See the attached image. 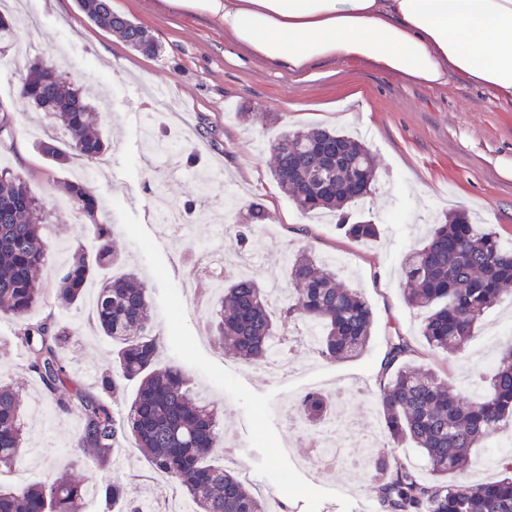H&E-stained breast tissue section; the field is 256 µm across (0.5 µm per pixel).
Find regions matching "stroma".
I'll use <instances>...</instances> for the list:
<instances>
[{
  "label": "stroma",
  "instance_id": "stroma-1",
  "mask_svg": "<svg viewBox=\"0 0 512 512\" xmlns=\"http://www.w3.org/2000/svg\"><path fill=\"white\" fill-rule=\"evenodd\" d=\"M112 8L148 29L162 53L150 57L130 50L116 34L90 23L76 0H0V12L15 20L31 14L39 19L22 28L23 49H10L15 66L0 69V104L13 117L10 128L0 132V168L22 177L52 215L50 241L87 248L92 240L74 209L58 208L57 202L65 197V181L90 170L116 250L151 288L154 332L162 344L159 365L183 366L199 390L211 392L221 446L238 450L244 461L240 476L269 500L272 512H380L376 500L366 496L362 470L341 464L324 474L298 466L310 438L285 424L282 406L324 389L342 393L352 418L378 422L387 338L396 330L417 338L421 321L400 286L408 248L426 236L430 223L463 205L512 246V111L463 79L430 87L368 62H320L310 80L299 82L235 44L208 15L174 9L166 0H112ZM42 54L66 61L84 97L97 104L110 140L99 160H73L62 173L37 153L36 143L42 135L66 142L65 132L50 127L44 116H31L30 105L18 96L20 69ZM243 105L252 118L239 116ZM273 112L279 120H270ZM317 124L359 134L374 157L376 188L362 206L364 218L380 227L374 240L355 242L335 222L303 214L271 176L270 141L283 131ZM214 160L222 161L231 181L210 185L207 195L198 196L194 180ZM156 184L174 207H194L193 237L213 258L231 248L229 225L243 219L252 204H261L265 219L246 261L267 288L288 290L291 253L306 250L334 266L347 259V266H340L345 283L374 314L364 354L329 362L294 339L292 369L274 378L225 354L215 342L198 341L202 314L192 295L209 293L211 283L190 282L191 267L181 263V249L163 234L152 192ZM61 260L59 252L47 255L43 296L30 317L54 315L76 326L68 361L81 387L94 393L97 381L80 373L88 364L100 371L111 366L112 344L95 335L85 305L68 311L58 306ZM14 329L12 318L0 316V352L8 360L0 366V381L23 390L29 441L19 469L0 467V486L21 477H85V470L72 465L79 413L57 411L53 396L20 356ZM510 336L512 295L488 311L463 361L448 363L420 347L411 362L449 370L454 387L476 392L481 382L474 367L490 370ZM120 445L110 463L95 471L96 482L121 481L130 495L149 496L156 512H169L173 499L183 498L181 488L159 474L133 440L121 438Z\"/></svg>",
  "mask_w": 512,
  "mask_h": 512
}]
</instances>
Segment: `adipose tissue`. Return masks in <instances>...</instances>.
Wrapping results in <instances>:
<instances>
[{
    "label": "adipose tissue",
    "instance_id": "1",
    "mask_svg": "<svg viewBox=\"0 0 512 512\" xmlns=\"http://www.w3.org/2000/svg\"><path fill=\"white\" fill-rule=\"evenodd\" d=\"M272 67L366 61L429 86L457 75L512 107V0H169Z\"/></svg>",
    "mask_w": 512,
    "mask_h": 512
}]
</instances>
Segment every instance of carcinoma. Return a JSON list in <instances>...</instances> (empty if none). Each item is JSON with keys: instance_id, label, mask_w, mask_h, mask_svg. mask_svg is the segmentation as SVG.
I'll list each match as a JSON object with an SVG mask.
<instances>
[{"instance_id": "obj_1", "label": "carcinoma", "mask_w": 512, "mask_h": 512, "mask_svg": "<svg viewBox=\"0 0 512 512\" xmlns=\"http://www.w3.org/2000/svg\"><path fill=\"white\" fill-rule=\"evenodd\" d=\"M94 25L116 33L132 50L157 56L162 46L142 25L112 11V0H76ZM19 42L11 19L0 15V53ZM20 97L68 136L67 147L46 137L38 152L63 170L76 158L98 160L108 140L95 128L92 106L51 60L25 68ZM273 179L303 213L336 217V226L356 242L379 235V225L356 219L349 207L372 192L375 165L361 140L323 126L284 131L269 143ZM67 194L94 248H73L57 274L56 297L68 310L84 299L85 288L105 267L119 263L112 225L99 214L97 192L87 181L67 183ZM264 210L255 205L248 223L231 232L247 250ZM51 244L40 223V205L18 175L0 170V313L16 325L15 339L27 353L29 370L54 396L59 412L77 408L81 426L75 437L77 467H102L114 454L119 436L132 437L157 471L178 484L191 512H269L266 500L234 471L208 458L219 447L216 414L192 390L182 367H156L161 351L151 333L149 285L134 271L105 280L97 289L94 314L99 332L117 344L112 368L102 375L100 391L86 392L71 376L66 346L73 331L58 318L32 320L30 311L42 298L40 271ZM292 291L275 312L255 275L226 284L205 309L211 335L240 359L261 365L280 336L278 322L311 327L318 353L340 362L360 356L372 336L373 313L360 293L345 286L340 270L307 252L288 260ZM402 287L408 304L424 314L420 325L427 350L462 357L486 312L512 288V248L496 231L474 224L463 214L433 225L428 237L413 246L402 263ZM414 349L406 336L389 338L379 380L377 404L383 432L396 445L409 443L426 461L433 480L421 478L404 463L395 467L371 458L367 480L383 512H512V452L500 458L505 475L473 483L466 475L473 449L492 435H512V341L497 355L478 396L456 388L432 369L409 362ZM138 382L126 417L119 421L110 395L120 382ZM22 395L0 384V466L18 463L25 451ZM306 426H320L335 414L332 395L311 391L298 403ZM101 512H144L146 503L129 497L119 482L97 487ZM86 487L79 481H19L0 487V512H82Z\"/></svg>"}]
</instances>
